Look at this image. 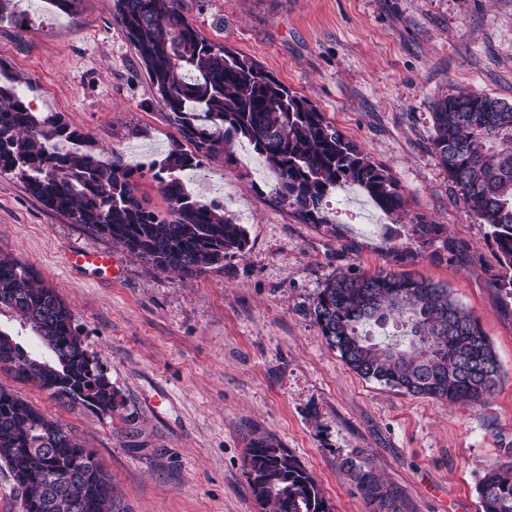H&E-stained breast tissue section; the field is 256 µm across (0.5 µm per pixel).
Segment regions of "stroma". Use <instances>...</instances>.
Wrapping results in <instances>:
<instances>
[{"label": "stroma", "instance_id": "1", "mask_svg": "<svg viewBox=\"0 0 512 512\" xmlns=\"http://www.w3.org/2000/svg\"><path fill=\"white\" fill-rule=\"evenodd\" d=\"M200 35L246 55L325 113L384 165L406 217L438 224L389 240L391 218L354 185L328 195L326 224L270 199L262 158L234 142L188 188L223 197L245 250L194 279L164 273L31 197L0 174V255L18 258L70 308L115 392L107 414L59 406L0 371L8 387L92 450L116 512H265L245 457L260 435L287 448L334 512H369L342 463L398 487L404 512H482L478 483L512 462V298L488 225L455 196L431 149V106L453 91L512 102V0H181ZM25 29L0 22V68L38 112L64 113L99 146L164 157L178 132L127 39L113 0H12ZM460 244L449 255L447 242ZM103 251L111 269L75 270ZM412 273L447 285L480 322L501 366L483 402L403 393L351 371L314 321L324 283L347 272Z\"/></svg>", "mask_w": 512, "mask_h": 512}]
</instances>
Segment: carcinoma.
Here are the masks:
<instances>
[{"label":"carcinoma","mask_w":512,"mask_h":512,"mask_svg":"<svg viewBox=\"0 0 512 512\" xmlns=\"http://www.w3.org/2000/svg\"><path fill=\"white\" fill-rule=\"evenodd\" d=\"M114 7L180 138L161 160L132 166L62 113L34 111L18 90L22 80L0 68V174L18 179L46 208L159 270L196 278L224 267L247 238L224 205L196 199L183 174L206 160L232 161L231 145L244 139L264 157L272 199L308 224L326 223L323 202L342 184L360 188L388 215L404 212L386 167L255 60L201 37L181 0H114ZM431 118L433 154L476 222L492 228L502 269L493 287L512 295V103L455 91L434 103ZM145 168L167 200L164 212L139 195ZM410 227L425 242L439 231L423 218ZM0 308L15 313L41 349L33 353L0 329L1 370L48 391L61 406L112 412V384L73 327L70 309L7 256L0 257ZM313 316L352 371L404 393L478 403L499 382L501 366L478 319L448 287L419 275L339 274L317 293ZM389 324L401 330L383 339L364 332ZM0 465L21 492L22 512H115L112 480L95 453L3 386ZM246 467L253 495L270 512H332L311 474L273 439L252 442ZM343 467L371 512H402L396 487L351 459ZM478 492L482 512H512V465L487 470Z\"/></svg>","instance_id":"carcinoma-1"}]
</instances>
